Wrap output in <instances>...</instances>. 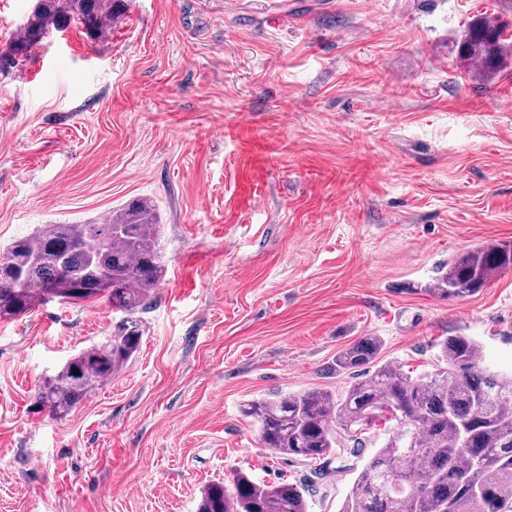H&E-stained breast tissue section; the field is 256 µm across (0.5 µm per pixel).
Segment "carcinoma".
I'll list each match as a JSON object with an SVG mask.
<instances>
[{"label": "carcinoma", "mask_w": 512, "mask_h": 512, "mask_svg": "<svg viewBox=\"0 0 512 512\" xmlns=\"http://www.w3.org/2000/svg\"><path fill=\"white\" fill-rule=\"evenodd\" d=\"M127 0H36L19 35L0 52V71L30 59L52 32L75 22L103 39ZM512 46L507 24L479 17L459 55L495 73ZM155 206L135 198L100 224H44L0 249V318L25 315L57 300L105 297L122 317L99 344L75 354L48 381L40 399L65 412L125 367L142 339L139 314L164 279ZM512 271V242L458 255L432 289L471 296ZM381 341L364 336L337 353L330 372L352 378L342 392L313 388L256 398L242 414L258 425L262 447L318 464L324 475L336 455L358 456L362 434L385 417L397 423L363 465L341 512H512V375H490L481 346L468 336L439 342L437 363L422 374L378 361ZM79 374H74V371ZM303 484H260L239 472L232 486L212 482L197 512H309Z\"/></svg>", "instance_id": "carcinoma-1"}]
</instances>
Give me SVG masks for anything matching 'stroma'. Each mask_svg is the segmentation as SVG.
I'll use <instances>...</instances> for the list:
<instances>
[{"instance_id":"stroma-1","label":"stroma","mask_w":512,"mask_h":512,"mask_svg":"<svg viewBox=\"0 0 512 512\" xmlns=\"http://www.w3.org/2000/svg\"><path fill=\"white\" fill-rule=\"evenodd\" d=\"M481 16L512 25V0H131L105 41L72 24L0 73V247L148 197L168 261L138 353L68 412L41 386L119 313L0 319V512H196L240 471L309 480L240 406L344 390L328 368L365 336L416 374L468 336L512 373V272L428 290L512 241V57L477 80L458 54ZM393 427L332 461L310 512H340ZM509 271H512V242L486 243L459 254L435 278L431 288L448 298L471 296Z\"/></svg>"}]
</instances>
